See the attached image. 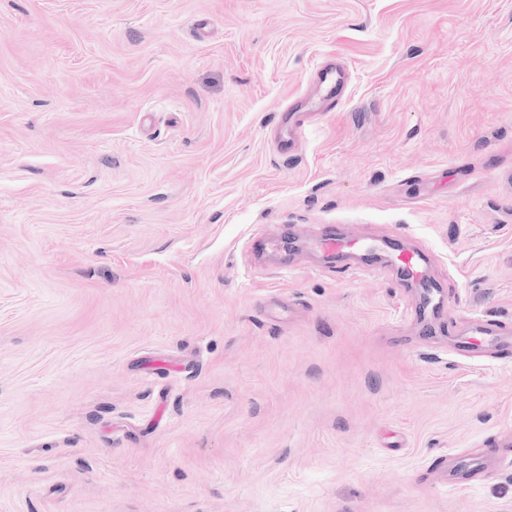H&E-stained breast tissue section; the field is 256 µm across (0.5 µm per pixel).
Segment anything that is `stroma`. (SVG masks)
Here are the masks:
<instances>
[{
	"label": "stroma",
	"mask_w": 512,
	"mask_h": 512,
	"mask_svg": "<svg viewBox=\"0 0 512 512\" xmlns=\"http://www.w3.org/2000/svg\"><path fill=\"white\" fill-rule=\"evenodd\" d=\"M330 226L425 248L432 331ZM475 317L512 328V0H0V512H512ZM346 72L343 66L328 64L318 70L317 82L325 91L324 101L335 105L342 98V89L346 84ZM297 113L298 112H289L287 108L279 115L278 124L281 125L285 133L278 141L277 152L284 156L295 150L296 143L304 131V119ZM319 251L331 263H343V257L354 251L360 250L365 254L370 247L360 239L347 236L336 228V231L321 233L313 242ZM444 458L436 476L443 485L453 489L476 481L485 472L500 470L503 465V457L491 448H476L466 455L455 453Z\"/></svg>",
	"instance_id": "obj_1"
}]
</instances>
